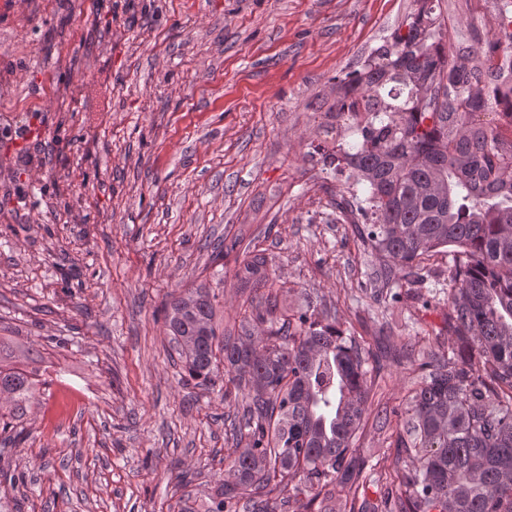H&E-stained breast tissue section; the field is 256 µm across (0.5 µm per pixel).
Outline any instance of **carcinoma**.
<instances>
[{
    "instance_id": "cac0c4a2",
    "label": "carcinoma",
    "mask_w": 512,
    "mask_h": 512,
    "mask_svg": "<svg viewBox=\"0 0 512 512\" xmlns=\"http://www.w3.org/2000/svg\"><path fill=\"white\" fill-rule=\"evenodd\" d=\"M414 10L382 45L338 82L332 112L356 117L359 139L341 160L367 185L338 203L344 216L371 210L358 229L364 249L385 258L371 297L397 302L390 285L431 269L451 247V354L420 350L421 374L396 418L393 449L361 455L355 440L369 409L371 351L316 308L246 314L261 336L219 335L214 296L199 286L165 306L166 328L186 376L212 381L218 357L232 377L224 398H242L226 449L233 480L208 512H512V137L474 116L496 108L512 129V57L478 27L457 44L436 0ZM267 257L243 259L247 280L266 282ZM247 391H242V386ZM36 373L0 365V442L17 443L12 419L36 393ZM385 491L366 495L371 476ZM345 488L339 493L337 487Z\"/></svg>"
}]
</instances>
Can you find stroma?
<instances>
[{"mask_svg": "<svg viewBox=\"0 0 512 512\" xmlns=\"http://www.w3.org/2000/svg\"><path fill=\"white\" fill-rule=\"evenodd\" d=\"M413 0H0V344L47 379L0 444L10 512H207L239 408L224 374L181 379L163 309L186 289L336 313L382 360L371 412L405 407L409 341L446 351L451 256L428 297L369 298L378 254L334 204L339 78L391 39ZM234 249L212 262L203 244ZM266 249L270 286L236 273Z\"/></svg>", "mask_w": 512, "mask_h": 512, "instance_id": "35a3bbf8", "label": "stroma"}]
</instances>
